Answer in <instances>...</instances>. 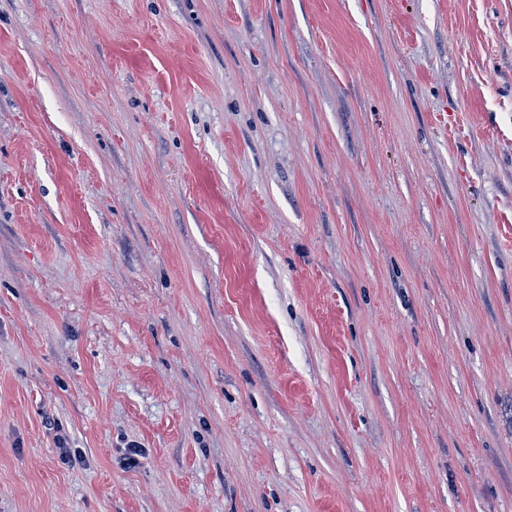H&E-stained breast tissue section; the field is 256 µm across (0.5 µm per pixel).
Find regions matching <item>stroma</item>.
<instances>
[{
	"mask_svg": "<svg viewBox=\"0 0 512 512\" xmlns=\"http://www.w3.org/2000/svg\"><path fill=\"white\" fill-rule=\"evenodd\" d=\"M0 512H512V0H0Z\"/></svg>",
	"mask_w": 512,
	"mask_h": 512,
	"instance_id": "1",
	"label": "stroma"
}]
</instances>
